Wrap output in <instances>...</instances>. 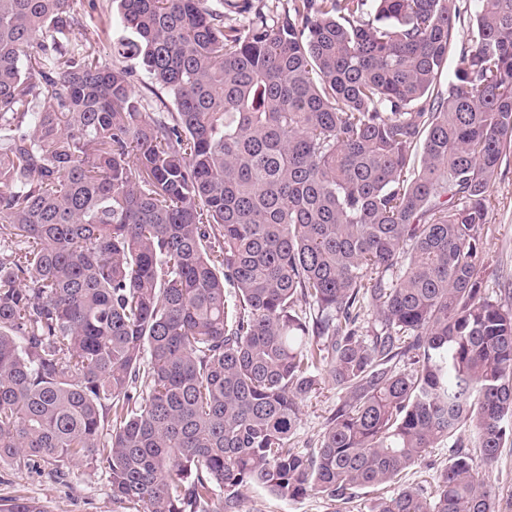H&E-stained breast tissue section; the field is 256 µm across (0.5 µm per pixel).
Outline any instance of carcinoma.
<instances>
[{"instance_id":"1","label":"carcinoma","mask_w":512,"mask_h":512,"mask_svg":"<svg viewBox=\"0 0 512 512\" xmlns=\"http://www.w3.org/2000/svg\"><path fill=\"white\" fill-rule=\"evenodd\" d=\"M109 2L127 35L103 58L78 0H0V462L98 467L135 512H237L246 485H397L451 440L479 455L370 512H496L512 0H465L445 91L454 0ZM325 379L343 401L305 454ZM468 16L467 14H462L461 19L456 22L455 26V41H456V53L449 59L448 61V73L445 75L442 81V90L447 89L448 80L453 78L454 70L458 63L459 50L462 46L467 45V36H468ZM492 204L487 217L490 231L487 249L493 257V274L487 282L489 294L512 303L503 288H511L512 282V158L503 164L491 192ZM343 394L332 382L326 381L301 406L300 422L294 436L296 448L307 453L315 446L326 419L336 410Z\"/></svg>"}]
</instances>
